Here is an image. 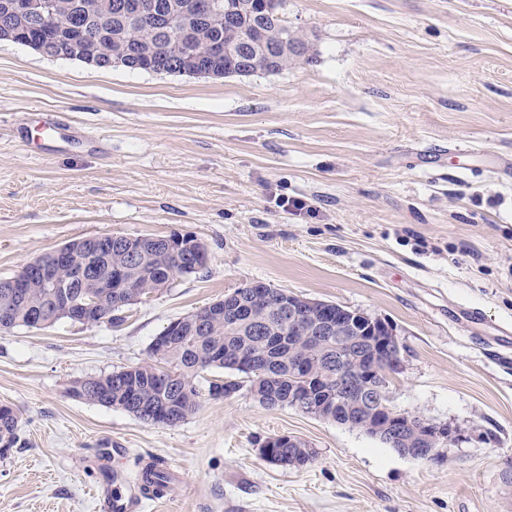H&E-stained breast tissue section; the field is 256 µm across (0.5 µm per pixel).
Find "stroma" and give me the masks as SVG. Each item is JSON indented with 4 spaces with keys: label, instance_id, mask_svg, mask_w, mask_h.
Listing matches in <instances>:
<instances>
[{
    "label": "stroma",
    "instance_id": "1",
    "mask_svg": "<svg viewBox=\"0 0 512 512\" xmlns=\"http://www.w3.org/2000/svg\"><path fill=\"white\" fill-rule=\"evenodd\" d=\"M284 19L311 59L265 75L98 68L0 41V278L94 235L208 251L121 323L0 331L20 437L0 512H102L106 472L133 481L149 461L170 487L138 512H512V348L487 344L512 330V0H286ZM253 282L391 326V406L456 441L415 459L245 387L172 427L73 397ZM282 434L313 462H267ZM288 444V448H285V445ZM296 446L297 448H302V446L298 442V438L296 436L291 435H279L272 438H269L264 442L262 448H260V454L264 459H266L269 463L275 465H283V459L280 455L277 454L275 448H281L282 453H291L293 449L296 451V448L292 447Z\"/></svg>",
    "mask_w": 512,
    "mask_h": 512
}]
</instances>
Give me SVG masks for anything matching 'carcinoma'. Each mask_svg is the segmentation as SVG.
<instances>
[{"label":"carcinoma","instance_id":"carcinoma-1","mask_svg":"<svg viewBox=\"0 0 512 512\" xmlns=\"http://www.w3.org/2000/svg\"><path fill=\"white\" fill-rule=\"evenodd\" d=\"M113 0H64L65 21L46 20L33 30H23L19 38L41 43L42 54L95 62L99 68L110 67V61L131 62L130 69L151 72L164 64L170 73L186 69L197 74H220L224 77L239 66L238 57L224 52V41L230 39L224 28V19H214L209 27L188 23L189 15L201 0H153L169 16L165 32H160L141 21H131L114 14ZM219 14L231 10L238 17L249 20L258 11L259 0H217ZM93 27L98 38L85 42L80 29ZM286 38L299 51L282 57L278 64L270 63L273 49ZM197 49L194 63L184 61V49ZM309 41L306 35L288 28L283 16L271 15L264 21L263 39L247 46L248 74H272L306 59ZM189 240L171 248H159L153 243L140 247L130 257L122 251L97 252L76 243L78 264H93L106 275L116 269L122 271L127 287L122 294L106 297L101 313L94 323L110 325L123 321L120 312L127 297L139 299L150 292H159L170 285L177 274L186 270L193 274L206 267L207 260H195L186 247ZM260 301L256 302L254 316L224 315L212 319L203 333L196 327L198 314L181 318V333L177 336L158 334L150 346V361L124 368L110 374L88 378L76 383L85 401L105 407L122 409L136 418L156 424L162 416L165 425L175 426L195 412L199 406L200 390L194 384L198 373L210 369L238 372L248 379L249 390L258 402L267 407H294L297 392L303 389L302 375L296 372V359L312 356L323 361L319 376L320 391L316 401L325 409L340 414L336 423L345 425L349 411L336 408V369L324 360L336 355V339L300 336L293 341L279 343L277 338L288 335V325L275 310L279 289L263 282L255 283ZM55 289L42 286L40 270L29 266L24 282L0 280V325L6 329L32 327L30 316L37 310L48 313L43 326L60 321L56 315ZM372 355L348 353V366L354 379L364 378L363 372L371 363ZM235 380L209 382V395L229 397L240 390ZM18 413L13 407L0 411V457L17 447Z\"/></svg>","mask_w":512,"mask_h":512}]
</instances>
